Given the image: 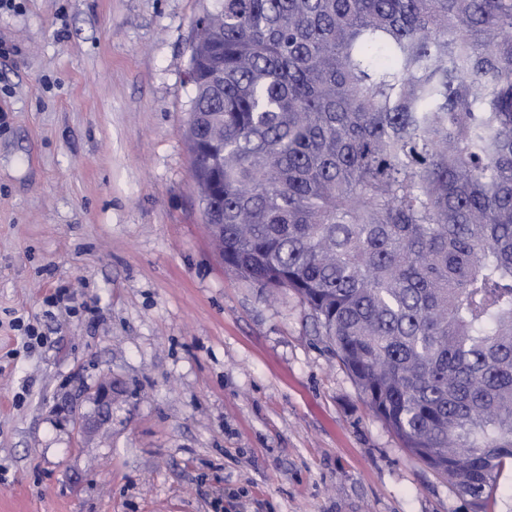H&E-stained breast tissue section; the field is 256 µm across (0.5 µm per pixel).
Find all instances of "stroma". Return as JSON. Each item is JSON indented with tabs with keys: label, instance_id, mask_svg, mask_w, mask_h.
<instances>
[{
	"label": "stroma",
	"instance_id": "1",
	"mask_svg": "<svg viewBox=\"0 0 512 512\" xmlns=\"http://www.w3.org/2000/svg\"><path fill=\"white\" fill-rule=\"evenodd\" d=\"M209 4L0 12V512H474L292 291L225 268L184 137Z\"/></svg>",
	"mask_w": 512,
	"mask_h": 512
}]
</instances>
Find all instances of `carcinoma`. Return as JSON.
Returning a JSON list of instances; mask_svg holds the SVG:
<instances>
[{"instance_id":"1","label":"carcinoma","mask_w":512,"mask_h":512,"mask_svg":"<svg viewBox=\"0 0 512 512\" xmlns=\"http://www.w3.org/2000/svg\"><path fill=\"white\" fill-rule=\"evenodd\" d=\"M192 178L374 415L486 512L512 463V0H213Z\"/></svg>"}]
</instances>
